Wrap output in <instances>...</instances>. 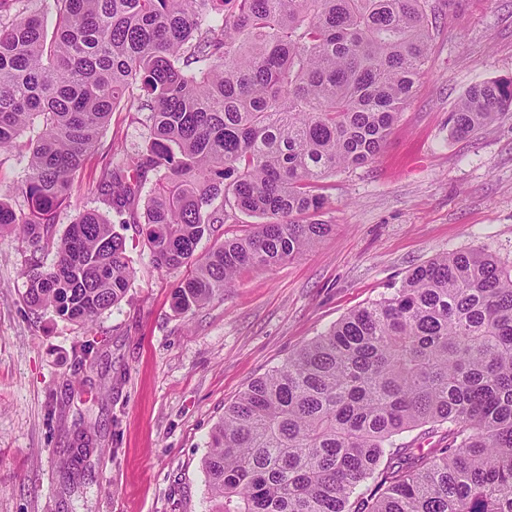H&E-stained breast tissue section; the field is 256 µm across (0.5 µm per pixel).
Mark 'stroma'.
Masks as SVG:
<instances>
[{
  "label": "stroma",
  "instance_id": "stroma-1",
  "mask_svg": "<svg viewBox=\"0 0 512 512\" xmlns=\"http://www.w3.org/2000/svg\"><path fill=\"white\" fill-rule=\"evenodd\" d=\"M436 4L425 76L377 158L321 182L332 230L294 260L244 268L182 313L172 291L187 268H157L140 225L119 223L134 277L118 306L80 326L27 307L30 248L0 233V512H213L201 460L252 381L437 256L512 263V112L470 139L448 125L471 85L512 77V0ZM148 134L112 114L56 235L82 211L106 212L101 168Z\"/></svg>",
  "mask_w": 512,
  "mask_h": 512
}]
</instances>
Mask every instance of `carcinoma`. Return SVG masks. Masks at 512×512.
Segmentation results:
<instances>
[{"label":"carcinoma","instance_id":"cac0c4a2","mask_svg":"<svg viewBox=\"0 0 512 512\" xmlns=\"http://www.w3.org/2000/svg\"><path fill=\"white\" fill-rule=\"evenodd\" d=\"M28 3L0 0V155L38 127L0 230L54 246L52 267L28 259L24 300L77 324L133 276L103 213L54 237L112 112L145 114L150 137L113 151L97 190L121 216L156 175L141 234L157 267H193L173 294L188 312L332 230L320 181L380 153L436 29L430 0H54L51 32ZM511 110L512 78L476 83L450 134ZM229 202L264 222L197 255ZM208 448L218 512H512V267L477 251L416 267L249 384Z\"/></svg>","mask_w":512,"mask_h":512}]
</instances>
